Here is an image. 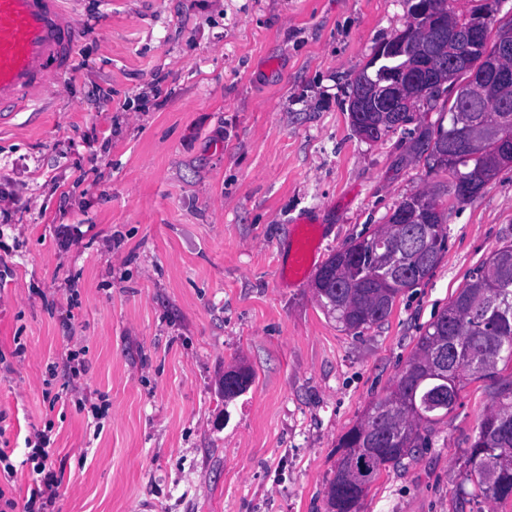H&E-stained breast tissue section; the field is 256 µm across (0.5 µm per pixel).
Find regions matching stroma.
I'll return each instance as SVG.
<instances>
[{
  "label": "stroma",
  "mask_w": 512,
  "mask_h": 512,
  "mask_svg": "<svg viewBox=\"0 0 512 512\" xmlns=\"http://www.w3.org/2000/svg\"><path fill=\"white\" fill-rule=\"evenodd\" d=\"M73 68L0 122V423L24 502L49 432L55 512H329L340 438L384 397L471 272L512 243V166L448 207L429 279L354 336L313 277L283 280L296 226L314 264L368 236L430 172L441 112L378 142L352 80L406 0H67ZM26 353L14 355L16 343ZM85 371L69 377L68 353ZM249 389L219 395L226 369ZM512 385L469 379L429 446L381 471L360 512H512L474 497L463 453ZM106 399L104 419L71 395ZM58 401H51V394Z\"/></svg>",
  "instance_id": "35a3bbf8"
}]
</instances>
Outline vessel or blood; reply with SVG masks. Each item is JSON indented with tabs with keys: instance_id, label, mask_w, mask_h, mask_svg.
<instances>
[{
	"instance_id": "1",
	"label": "vessel or blood",
	"mask_w": 512,
	"mask_h": 512,
	"mask_svg": "<svg viewBox=\"0 0 512 512\" xmlns=\"http://www.w3.org/2000/svg\"><path fill=\"white\" fill-rule=\"evenodd\" d=\"M76 36L65 0H0V112L35 100L54 76L70 70ZM314 247L296 241L289 266L302 274Z\"/></svg>"
}]
</instances>
